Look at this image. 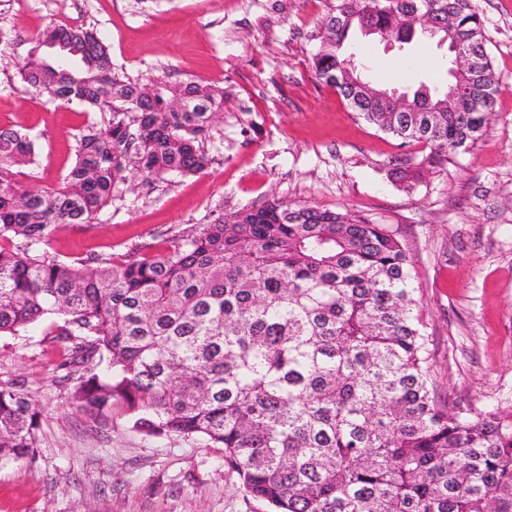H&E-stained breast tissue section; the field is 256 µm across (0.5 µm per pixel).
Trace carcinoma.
Here are the masks:
<instances>
[{"label": "carcinoma", "instance_id": "obj_1", "mask_svg": "<svg viewBox=\"0 0 512 512\" xmlns=\"http://www.w3.org/2000/svg\"><path fill=\"white\" fill-rule=\"evenodd\" d=\"M393 14L410 28L444 23L481 73L422 86L410 111H391L386 89L347 67L344 44ZM323 29L316 78L381 132L429 149L428 165L484 136L498 81L470 0H338ZM48 41L67 55H46ZM19 76L103 115L75 135L61 185L37 193L17 181L37 165L35 141L0 128V335L62 319L57 380L77 410L223 449L245 495L272 512H512V409L438 405L412 259L386 225L273 198L163 254L52 259L55 227L93 222L131 175L205 167L224 88L121 77L96 30L54 24ZM41 415L27 389L0 382V459L35 458Z\"/></svg>", "mask_w": 512, "mask_h": 512}]
</instances>
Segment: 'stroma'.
<instances>
[{"label": "stroma", "mask_w": 512, "mask_h": 512, "mask_svg": "<svg viewBox=\"0 0 512 512\" xmlns=\"http://www.w3.org/2000/svg\"><path fill=\"white\" fill-rule=\"evenodd\" d=\"M337 0H0V127L41 147L22 187L57 188L88 119L16 76L50 22L91 26L116 73L224 88V114L198 173L134 177L90 224L54 229L60 261L165 253L219 215L277 198L350 210L389 225L409 250L429 367L440 404L512 407V0H471L499 90L484 137L415 183L398 170L427 155L360 119L313 73L322 23ZM373 85L412 93L448 80L446 47L421 37L406 51L354 36L347 47ZM48 324L0 336V382L44 407L34 462L0 460V512H267L247 498L223 451L148 437L120 415L92 418L56 381L66 355Z\"/></svg>", "instance_id": "1"}]
</instances>
